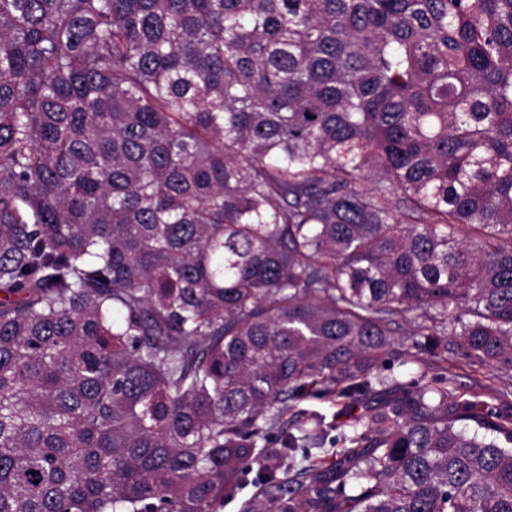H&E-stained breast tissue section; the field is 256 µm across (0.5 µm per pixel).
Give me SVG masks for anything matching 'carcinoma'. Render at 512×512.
I'll return each mask as SVG.
<instances>
[{"mask_svg": "<svg viewBox=\"0 0 512 512\" xmlns=\"http://www.w3.org/2000/svg\"><path fill=\"white\" fill-rule=\"evenodd\" d=\"M448 335L512 366V0H0V512H512L382 377ZM340 406L330 398H305L294 403L288 418L294 422L305 420L311 413L321 414L326 417V422L336 423V412ZM250 469L252 472L247 476L248 483L234 497L224 500V504L217 509L219 512H255L264 503V495L257 489V485L250 483L256 466L253 465Z\"/></svg>", "mask_w": 512, "mask_h": 512, "instance_id": "1", "label": "carcinoma"}]
</instances>
